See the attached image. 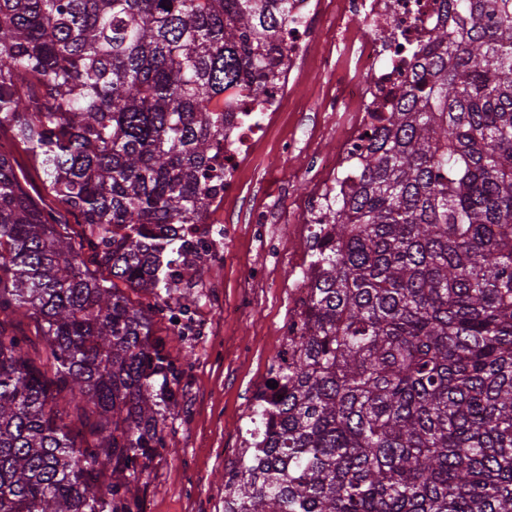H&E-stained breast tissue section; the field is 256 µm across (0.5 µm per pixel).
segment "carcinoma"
Returning a JSON list of instances; mask_svg holds the SVG:
<instances>
[{"instance_id": "obj_1", "label": "carcinoma", "mask_w": 512, "mask_h": 512, "mask_svg": "<svg viewBox=\"0 0 512 512\" xmlns=\"http://www.w3.org/2000/svg\"><path fill=\"white\" fill-rule=\"evenodd\" d=\"M290 0H0V512H142L183 363L152 317L266 89ZM312 237L224 512H512V0H452ZM138 295L133 301L126 291ZM35 321L42 348L12 330ZM14 154L17 159L15 170L20 180L26 183L27 190L30 195L40 204L48 208L59 210L63 219L66 220L75 233H79L81 228L77 225V218L67 213L64 208L58 203L54 196L47 192L44 187V174L32 161L29 153L22 147L14 149Z\"/></svg>"}]
</instances>
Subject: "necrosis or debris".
Instances as JSON below:
<instances>
[{"instance_id":"1","label":"necrosis or debris","mask_w":512,"mask_h":512,"mask_svg":"<svg viewBox=\"0 0 512 512\" xmlns=\"http://www.w3.org/2000/svg\"><path fill=\"white\" fill-rule=\"evenodd\" d=\"M446 0H336L325 16L336 35L314 48L312 20L320 15L318 0H291L288 13V52L281 66L293 71L297 62L312 58L336 75V90L321 99V108L339 133L331 155L304 171L315 188V202L298 218L310 234L330 238L324 215L349 194V185L362 169L368 133L382 124L393 107L417 54L430 32L444 18ZM282 106L281 94L262 95L249 102L234 125L224 132V194L238 188L243 150L265 134Z\"/></svg>"}]
</instances>
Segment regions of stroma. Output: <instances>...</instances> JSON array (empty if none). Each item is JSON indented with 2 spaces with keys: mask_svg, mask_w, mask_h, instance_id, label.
Masks as SVG:
<instances>
[{
  "mask_svg": "<svg viewBox=\"0 0 512 512\" xmlns=\"http://www.w3.org/2000/svg\"><path fill=\"white\" fill-rule=\"evenodd\" d=\"M327 90L320 70L304 66L284 93L285 112L243 157L238 196L213 204L212 222L236 225L237 232L225 252L197 272L191 310L198 335L177 331L165 314L153 317L156 335L167 337L173 355L189 349L194 355L185 366L183 401L166 421L168 447L148 462L137 485L143 512H224V475L238 459L248 409L293 315L288 270L307 253L305 235L293 227L312 197L300 173L316 156L336 149L335 136L327 134L324 116L312 104ZM296 121L309 129L311 143L286 156L280 144ZM259 207L275 216L279 258L267 257L249 233ZM255 263L267 266L268 283L249 281L247 271Z\"/></svg>",
  "mask_w": 512,
  "mask_h": 512,
  "instance_id": "stroma-1",
  "label": "stroma"
}]
</instances>
